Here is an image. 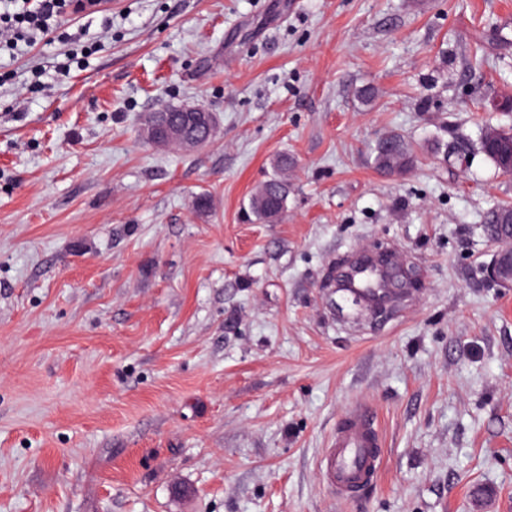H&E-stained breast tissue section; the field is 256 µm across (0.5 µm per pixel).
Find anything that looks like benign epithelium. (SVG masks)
<instances>
[{"label": "benign epithelium", "mask_w": 512, "mask_h": 512, "mask_svg": "<svg viewBox=\"0 0 512 512\" xmlns=\"http://www.w3.org/2000/svg\"><path fill=\"white\" fill-rule=\"evenodd\" d=\"M167 111L177 113L178 119L161 123L156 112L142 115V135L148 143L155 147L176 146L185 150H195L207 144L205 139L188 137L185 128L191 125L212 130L215 126L212 112L200 106L169 107ZM369 268H379L387 277L386 287L374 288L371 292V310L375 316L388 312L391 297L406 294L417 285L418 274L414 267L383 248L356 252L336 268L333 278L338 280L347 271L360 274ZM488 275L502 284L512 283V249L501 252L499 259L488 268Z\"/></svg>", "instance_id": "benign-epithelium-1"}]
</instances>
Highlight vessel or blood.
<instances>
[{
  "label": "vessel or blood",
  "mask_w": 512,
  "mask_h": 512,
  "mask_svg": "<svg viewBox=\"0 0 512 512\" xmlns=\"http://www.w3.org/2000/svg\"><path fill=\"white\" fill-rule=\"evenodd\" d=\"M381 435L372 407L363 401L344 412L326 448L322 469L336 496L347 495L356 484L376 477L383 466Z\"/></svg>",
  "instance_id": "1"
}]
</instances>
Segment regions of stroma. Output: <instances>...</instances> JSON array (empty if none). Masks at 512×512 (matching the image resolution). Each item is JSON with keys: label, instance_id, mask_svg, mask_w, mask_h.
<instances>
[{"label": "stroma", "instance_id": "35a3bbf8", "mask_svg": "<svg viewBox=\"0 0 512 512\" xmlns=\"http://www.w3.org/2000/svg\"><path fill=\"white\" fill-rule=\"evenodd\" d=\"M106 7L62 21L80 61L0 52V512H512V286L485 229L512 175L440 162L512 128V0ZM168 105L210 110V143L148 144ZM390 133L405 172L374 165ZM376 244L421 278L383 318L329 282ZM358 399L384 465L339 500L319 459ZM488 275L491 279L502 284L512 283V249L502 251L499 259L494 261L488 268Z\"/></svg>", "mask_w": 512, "mask_h": 512}]
</instances>
